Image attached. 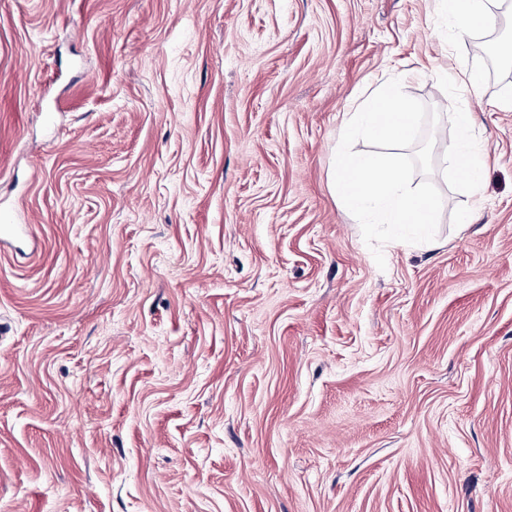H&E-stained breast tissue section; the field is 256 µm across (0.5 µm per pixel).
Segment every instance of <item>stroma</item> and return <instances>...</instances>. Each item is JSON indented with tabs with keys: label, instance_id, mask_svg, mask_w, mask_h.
<instances>
[{
	"label": "stroma",
	"instance_id": "obj_1",
	"mask_svg": "<svg viewBox=\"0 0 512 512\" xmlns=\"http://www.w3.org/2000/svg\"><path fill=\"white\" fill-rule=\"evenodd\" d=\"M439 0H0V512H512V64ZM436 110L378 268L351 112ZM467 108L482 207L444 146Z\"/></svg>",
	"mask_w": 512,
	"mask_h": 512
}]
</instances>
